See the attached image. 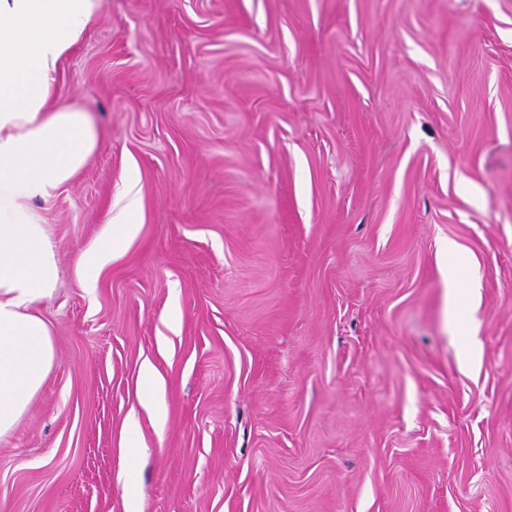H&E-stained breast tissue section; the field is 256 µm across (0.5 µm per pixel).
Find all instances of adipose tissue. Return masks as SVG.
I'll return each mask as SVG.
<instances>
[{
    "label": "adipose tissue",
    "instance_id": "ef3b65f1",
    "mask_svg": "<svg viewBox=\"0 0 512 512\" xmlns=\"http://www.w3.org/2000/svg\"><path fill=\"white\" fill-rule=\"evenodd\" d=\"M100 7L101 0H0V442L55 363L51 329L36 307L54 289L58 256L34 203L54 197L96 146L88 110L57 102L55 89ZM138 231L104 226L78 264L87 292Z\"/></svg>",
    "mask_w": 512,
    "mask_h": 512
}]
</instances>
